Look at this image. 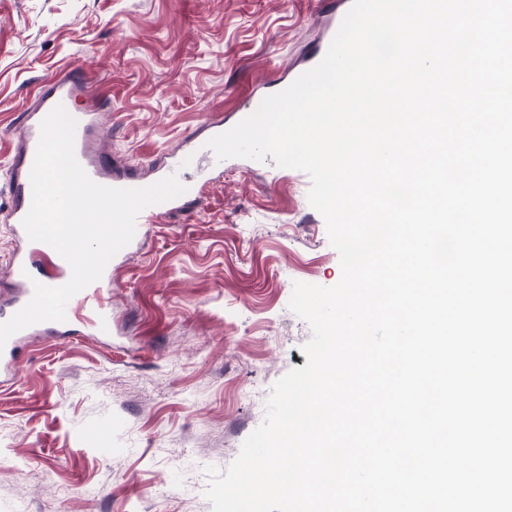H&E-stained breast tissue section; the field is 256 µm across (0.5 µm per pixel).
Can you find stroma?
Wrapping results in <instances>:
<instances>
[{
    "mask_svg": "<svg viewBox=\"0 0 512 512\" xmlns=\"http://www.w3.org/2000/svg\"><path fill=\"white\" fill-rule=\"evenodd\" d=\"M351 0H0V310L20 290L9 168L37 87L79 69L104 93L94 149L155 181L166 154L202 187L191 216L146 225L112 259V333L24 339L0 384V512H212L206 467L226 470L265 419L274 384L312 335L297 282L342 277L301 170L185 151L213 115L316 62Z\"/></svg>",
    "mask_w": 512,
    "mask_h": 512,
    "instance_id": "35a3bbf8",
    "label": "stroma"
}]
</instances>
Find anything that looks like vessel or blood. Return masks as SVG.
Instances as JSON below:
<instances>
[{
	"label": "vessel or blood",
	"mask_w": 512,
	"mask_h": 512,
	"mask_svg": "<svg viewBox=\"0 0 512 512\" xmlns=\"http://www.w3.org/2000/svg\"><path fill=\"white\" fill-rule=\"evenodd\" d=\"M84 77L78 69H70L59 73L52 81L49 89H40L35 93L38 105L33 112L24 116L25 136L24 147L15 159L10 171V187L14 197V203L8 213V224L11 234L18 244L11 256L10 274L20 283L23 294L17 298L10 310L0 313V323L9 320L13 312L19 311L32 297L34 278H37V270L43 259H53L54 250L43 242H35L29 239L22 224L27 215L31 202L32 191L30 184V171L40 137V123L48 112L56 105H63L66 111L76 122L75 128V155L78 162L96 183L115 187L132 188L136 182L130 177H116L104 158H91L87 150V142L91 134L101 133L100 114L105 111L104 102L95 100L85 107H76L75 102L83 95ZM199 196L196 185H189L187 192L170 201L153 205L144 209L137 217L138 224H152L160 217L173 214L189 213ZM86 292L74 295L66 305L67 320L44 321L24 328L22 334L12 335L4 346L0 347V377H10L17 373L15 358L16 345L21 336L31 335L40 331H55L61 334L73 329L71 320L76 308L86 302Z\"/></svg>",
	"instance_id": "vessel-or-blood-1"
}]
</instances>
